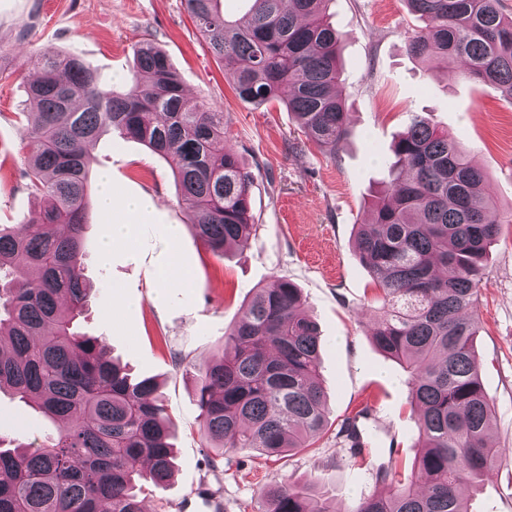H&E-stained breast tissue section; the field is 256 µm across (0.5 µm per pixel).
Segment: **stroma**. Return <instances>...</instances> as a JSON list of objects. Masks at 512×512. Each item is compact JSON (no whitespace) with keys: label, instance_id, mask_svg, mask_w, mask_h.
I'll return each mask as SVG.
<instances>
[{"label":"stroma","instance_id":"stroma-1","mask_svg":"<svg viewBox=\"0 0 512 512\" xmlns=\"http://www.w3.org/2000/svg\"><path fill=\"white\" fill-rule=\"evenodd\" d=\"M342 35L349 132L335 154L310 143L279 103L241 102L192 22L184 0H0V224H26L39 202L24 187L21 122L31 57L51 49L81 58L100 85L118 90L132 69L131 47L150 38L167 53L187 95L222 112L224 146L254 174L257 230L214 255L188 229L169 164L144 145L112 134L93 150L91 178L108 174L118 200L151 197L133 223L135 245L103 251L109 224L123 209L91 204L85 229V273L93 284L81 332L104 337L110 354L133 375L156 378L176 429L174 473L165 486L144 484L148 512H183L207 484L224 512H258L264 490L296 481L323 488L331 503L380 490L379 467L409 476L417 417L407 403L406 375L373 346L377 285L358 260L355 236L368 223V200L387 177L392 145L410 113L430 118L486 174L483 192L501 213L512 211V96L458 77V61L427 66L408 50L415 25L403 0H330ZM178 225L170 240L169 225ZM189 272L185 288H163L171 261ZM285 277L302 290L321 338V376L329 424L311 447L276 459L247 449L217 455L200 433L193 369L224 352V330L254 289ZM476 314L483 389L494 405L490 435L506 461L491 472L471 512H512V223L502 225L486 257ZM376 405L368 423L371 452L353 456L339 430L362 402ZM56 425L31 406L0 393V438L44 441Z\"/></svg>","mask_w":512,"mask_h":512}]
</instances>
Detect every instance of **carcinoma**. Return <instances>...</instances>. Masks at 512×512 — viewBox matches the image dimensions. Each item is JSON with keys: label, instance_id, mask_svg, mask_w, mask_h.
I'll return each instance as SVG.
<instances>
[{"label": "carcinoma", "instance_id": "1", "mask_svg": "<svg viewBox=\"0 0 512 512\" xmlns=\"http://www.w3.org/2000/svg\"><path fill=\"white\" fill-rule=\"evenodd\" d=\"M221 0H187L238 99H283L308 141L331 153L348 134L341 36L329 0H251L241 23ZM422 26L409 37L424 62L464 63L458 76L512 96V16L499 0H404ZM124 92L106 91L77 56L46 51L26 101V189L41 204L27 224H0V392L60 422L49 444L0 439V512H143L136 487L173 472V422L158 381L131 376L102 338L76 329L90 284L82 264L92 198L91 147L111 131L163 157L190 213L189 227L218 256L250 237L254 175L224 150V113L189 98L166 52L132 46ZM390 181L373 195L357 232L358 258L377 281L381 313L371 339L407 373L418 416L414 474L379 473L383 489L340 509L312 483L266 490L261 512H470L460 488L478 489L504 456L488 441L494 407L484 392L474 316L489 245L500 224L482 193L484 173L425 116L392 148ZM316 323L297 286L277 277L256 289L224 330V356L195 372L201 432L211 448L280 458L328 426L318 377Z\"/></svg>", "mask_w": 512, "mask_h": 512}]
</instances>
